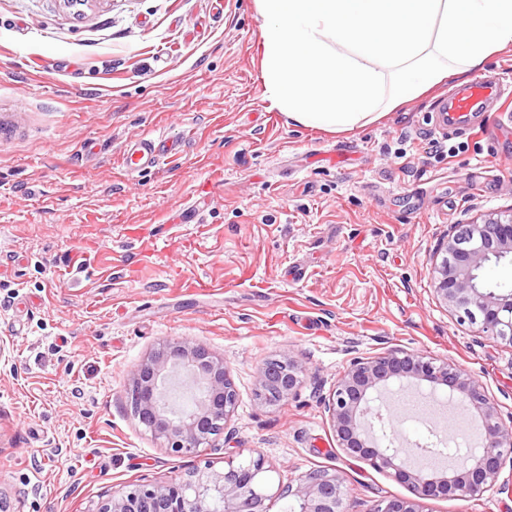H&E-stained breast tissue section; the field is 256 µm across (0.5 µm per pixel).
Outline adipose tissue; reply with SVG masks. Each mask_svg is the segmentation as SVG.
Here are the masks:
<instances>
[{
  "mask_svg": "<svg viewBox=\"0 0 512 512\" xmlns=\"http://www.w3.org/2000/svg\"><path fill=\"white\" fill-rule=\"evenodd\" d=\"M271 109L342 132L512 45V0H255Z\"/></svg>",
  "mask_w": 512,
  "mask_h": 512,
  "instance_id": "1",
  "label": "adipose tissue"
}]
</instances>
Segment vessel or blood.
Listing matches in <instances>:
<instances>
[{"mask_svg": "<svg viewBox=\"0 0 512 512\" xmlns=\"http://www.w3.org/2000/svg\"><path fill=\"white\" fill-rule=\"evenodd\" d=\"M496 108L500 130L512 129V74L498 73L496 79L478 78L452 89L438 110L441 126L449 132L470 133L478 129L477 113ZM179 151L177 142L168 138L144 137L126 147L123 164L128 173L166 163Z\"/></svg>", "mask_w": 512, "mask_h": 512, "instance_id": "obj_1", "label": "vessel or blood"}]
</instances>
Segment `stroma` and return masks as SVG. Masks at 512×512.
Wrapping results in <instances>:
<instances>
[{
    "instance_id": "obj_1",
    "label": "stroma",
    "mask_w": 512,
    "mask_h": 512,
    "mask_svg": "<svg viewBox=\"0 0 512 512\" xmlns=\"http://www.w3.org/2000/svg\"><path fill=\"white\" fill-rule=\"evenodd\" d=\"M0 0V512H97L126 486L262 451L276 482L341 471L348 512L411 489L338 448L324 400L354 358L418 352L470 372L512 422V346L434 294L451 226L512 212V138L496 112L451 137L454 85L512 71V46L364 127L287 125L264 98L254 0ZM181 140L131 175L125 144ZM439 142L454 157H427ZM224 358L237 407L215 447L169 455L124 400L160 343ZM307 375L258 400V368ZM412 388L374 402L406 448L479 428ZM477 498L430 512H512V463ZM305 372V365L289 356L267 359L259 370V399L265 403L287 400Z\"/></svg>"
}]
</instances>
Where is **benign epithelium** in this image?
I'll return each instance as SVG.
<instances>
[{
	"label": "benign epithelium",
	"mask_w": 512,
	"mask_h": 512,
	"mask_svg": "<svg viewBox=\"0 0 512 512\" xmlns=\"http://www.w3.org/2000/svg\"><path fill=\"white\" fill-rule=\"evenodd\" d=\"M442 260L434 266V293L457 313V321L512 346V291L498 292L481 284L480 271L491 261L512 257V214L502 220L458 225L439 246ZM181 368L203 384L194 409L173 415L162 403L161 386ZM306 372L291 357L266 360L259 370V399L276 403L288 399ZM430 385L431 393L448 390V400L462 398L481 423V451L456 457L455 476L426 474L406 460V449L379 436L367 423L370 403L382 398L393 383ZM126 399L139 422L172 455L200 456L203 447L221 435L237 405V393L224 359L208 348L184 339L167 340L133 370ZM337 446L349 457L369 463L409 486L414 497L393 498L377 512H425L424 502L479 496L494 488L506 461L512 460V425L500 418L494 402L466 371L417 353L390 351L357 357L337 379L325 403ZM261 453L217 470L208 462L184 476L134 484L102 503L97 512H205L214 499L221 512H270L271 502L293 497L294 512H346L345 479L337 472L315 469L294 486L270 492Z\"/></svg>",
	"instance_id": "benign-epithelium-1"
}]
</instances>
